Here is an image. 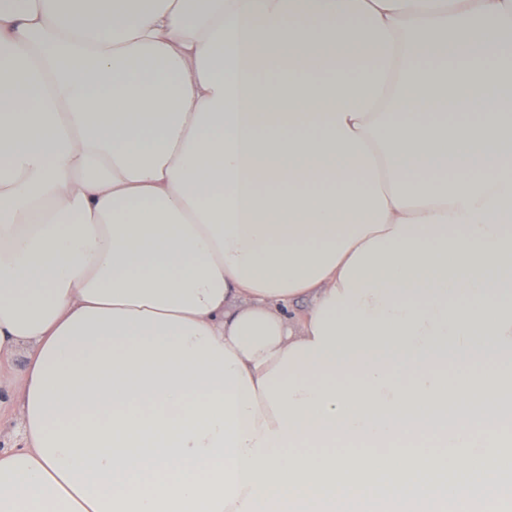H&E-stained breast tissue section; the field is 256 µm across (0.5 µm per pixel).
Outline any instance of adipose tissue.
Returning <instances> with one entry per match:
<instances>
[{"label": "adipose tissue", "mask_w": 512, "mask_h": 512, "mask_svg": "<svg viewBox=\"0 0 512 512\" xmlns=\"http://www.w3.org/2000/svg\"><path fill=\"white\" fill-rule=\"evenodd\" d=\"M0 46V512L512 507V0H0ZM13 391L11 389H1L0 400L1 407V424H0V448H8L17 444V431L20 424V413L15 406L9 404V400ZM5 401V402H4Z\"/></svg>", "instance_id": "1"}]
</instances>
